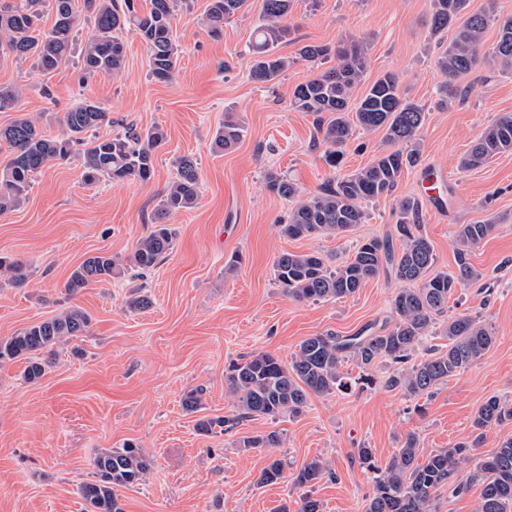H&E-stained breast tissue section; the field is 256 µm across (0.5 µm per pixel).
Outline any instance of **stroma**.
<instances>
[{
	"label": "stroma",
	"instance_id": "stroma-1",
	"mask_svg": "<svg viewBox=\"0 0 512 512\" xmlns=\"http://www.w3.org/2000/svg\"><path fill=\"white\" fill-rule=\"evenodd\" d=\"M207 4L183 0L179 7L174 31L182 53L168 82L151 78L150 51L132 30L123 33L125 63L114 77L87 81L74 61L44 73L0 56V87L21 88L19 113L51 134L60 132L63 113L85 98L111 118L99 135L128 126L167 133L149 182L90 185L77 159L54 161L35 177L24 204L0 213V255L23 262L27 271L23 285L0 287V339L70 306L90 317L84 336L56 346L40 381L25 380L22 361L0 363V512H81L77 488L92 479L96 455L130 440L154 468L142 485L122 490L125 512H295L301 491L292 476L314 458L332 470L311 491L323 512H365L372 482L358 449H372L381 467L410 435L423 453L445 449L472 439L474 415L486 399L512 401V153L474 170L458 167L482 129L512 113V72L479 66L458 79L462 95L445 105L436 61L452 35L429 34L430 0H293L291 34L276 48L293 64L260 83L250 76L249 46L262 22V0H248L225 20L218 39L200 22ZM352 39L369 47L352 99L384 73H396L403 97L426 114L421 161L404 173L394 196L368 204L353 235L291 239L278 227L289 204L264 189L266 171L286 175L308 196L365 166L385 146L381 132L354 129L341 167H329L313 116L290 105L294 87L314 74L299 61L300 49ZM16 114L0 112V127ZM228 114L242 119L246 132L235 149L217 154L212 134ZM184 154L199 162L200 197L169 219L175 247L143 280L151 307L126 308L134 284L125 276L67 293L71 272L89 255H131L152 228L175 158ZM425 169L445 179L444 209L425 198ZM406 196L421 202V232L439 272L456 268L457 225L496 220L494 234L470 255L482 279L448 301L449 314L467 312L492 325L490 350L415 399L386 387L391 362L364 370L350 361L344 370L353 387L311 396L300 416L255 417L227 433H198L197 418L236 412L224 382L230 361L268 352L288 365L309 336H351L395 323L392 300L402 283L391 273L381 272L347 298L296 302L277 287L272 266L281 253L314 251L337 264L361 238L399 246L396 204ZM235 255L240 263L233 268ZM196 388L202 400L190 412L184 397ZM272 430L282 434L283 447L239 445L242 437ZM276 458L286 464L283 478L259 485L261 471Z\"/></svg>",
	"mask_w": 512,
	"mask_h": 512
}]
</instances>
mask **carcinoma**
Here are the masks:
<instances>
[{"label": "carcinoma", "instance_id": "obj_1", "mask_svg": "<svg viewBox=\"0 0 512 512\" xmlns=\"http://www.w3.org/2000/svg\"><path fill=\"white\" fill-rule=\"evenodd\" d=\"M45 0H0V52L18 61H30L42 72L57 70L74 53H79L83 76H113L123 68L125 46L119 34L128 28L146 42L151 53V75L159 82L172 79L182 52L173 35L178 0H83L92 14V30L81 46L76 36L82 23L76 0H50L54 23L40 28ZM467 0H431L429 29L433 34L456 27L451 43L438 58L444 77L439 93L447 102L460 96L456 81L481 62H496L501 70L512 69V16L499 25V40L491 53L481 55L484 33L496 18L494 7L469 16L458 23ZM247 0H209L203 24L213 38L224 34V21L240 11ZM292 0H263V24L251 45L254 58L251 75L271 82L291 66L292 61L276 54L278 44L288 38V17ZM335 57L337 65L298 84L291 106L314 116L322 141L330 146L325 161L331 167L342 162L341 148L353 128L366 132L383 131L389 148L382 149L362 168L321 186L317 193L303 197L297 184L280 173L265 174L266 189L291 203L280 233L288 238L341 236L364 223V204L391 196L403 173L420 162L418 135L425 112L400 93L396 74L387 72L376 79L357 102L352 89L362 80L368 64V46L363 40L326 45H305L300 58L322 61ZM20 93L15 88H0V112L17 111ZM108 121L107 112L96 101L85 98L63 115L62 133L52 136L27 116L0 127V143L7 145L12 158L0 170V213L19 208L26 200L35 174L53 161L66 160L76 145L84 146L79 155L85 181L151 180L155 150L165 143L166 133L159 126L145 131L129 128L115 136L96 135ZM241 120L227 119L214 132L211 148L222 153L242 140ZM512 152V113H505L488 125L459 159L462 171L484 165L493 156ZM176 174L160 197L153 217V229L140 238L131 257L123 260L108 252L88 256L70 274L66 283L74 293L94 284L105 283L124 274L142 278L154 269L175 246V229L165 220L175 212L192 209L199 197V166L192 155L175 159ZM396 230L401 249L394 252L387 241L359 240L353 253L337 266L323 254L283 252L274 261L273 272L284 295L294 301H335L354 295L367 282L390 265L395 276L409 287L393 298L396 322L384 332L338 336L316 334L302 341L291 365L282 364L270 353L259 352L233 361L225 370L227 391L235 399L237 413L232 416L199 418L196 430L205 436L215 429L226 433L246 418L272 421L288 414L299 415L310 395H328L349 386L344 363L353 360L369 369L381 359L400 365L386 379V386L411 397L430 394L448 378L466 370L480 359L495 341L491 326L468 314L448 318L443 335L448 351L428 353L416 364L403 369L411 352L428 335L437 316L448 310V299L469 283L483 277L469 261L472 250L491 236L497 224L487 219L475 224H460L455 231L456 270L433 272L436 262L431 243L419 233L420 203L405 197L398 201ZM7 281L26 279L20 261L0 256V274ZM134 311L149 308V295L138 287L126 300ZM88 315L79 308L33 323L7 339L0 340V361H24L23 375L36 382L46 373L54 346L78 338L86 332ZM512 421V404L497 397L488 398L478 409L473 427L479 433L470 441L454 444L428 457L420 458L417 440L406 438L383 469L375 466L370 448L358 449L361 464L379 472L366 512H432L433 495L445 485L453 492H465L472 481L483 485L478 512H509L512 509V438L500 442L491 456L478 461L475 470L459 477L460 464L476 456L484 431ZM245 448H280L282 434L273 430L263 435L242 438ZM153 461L133 442L100 452L94 459L95 479L79 485L82 512H124L118 489L141 484ZM284 463L274 459L261 472L258 483L267 485L283 477ZM328 468L320 459L303 464L292 478L299 488L311 487Z\"/></svg>", "mask_w": 512, "mask_h": 512}]
</instances>
